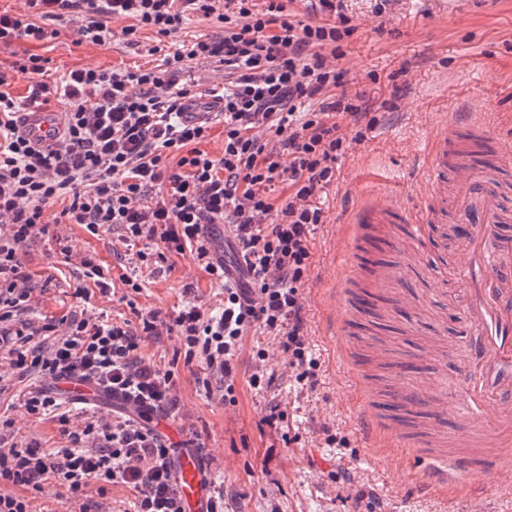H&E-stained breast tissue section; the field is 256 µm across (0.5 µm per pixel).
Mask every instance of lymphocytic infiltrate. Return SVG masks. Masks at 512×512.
Segmentation results:
<instances>
[{"mask_svg":"<svg viewBox=\"0 0 512 512\" xmlns=\"http://www.w3.org/2000/svg\"><path fill=\"white\" fill-rule=\"evenodd\" d=\"M23 12L0 10V46L52 38L48 22L70 24L77 42L102 45L112 19L137 44L140 30L158 42L162 62L130 71L81 68L48 84L46 61L32 54L20 64L34 75L27 96L7 91L0 72V348L18 374L53 379L80 377L136 406L138 417L88 422L68 432L69 447L48 453L37 445L0 449V484L22 495L0 493V512H31L30 497L46 481L68 500L121 484L134 494V512H182L171 466V445L148 420L177 408L175 374L147 363V338L176 333L186 361L204 359L234 391V365L244 336L258 330L278 338L297 381L315 383L319 363L306 340L301 290L308 278L310 244L326 216L319 198L336 179L339 160L360 143L376 116L362 95L343 89L334 61L340 43L356 31L341 0H318L323 22H304L278 0L256 9L253 0H24ZM190 14L217 15L223 35L200 37L174 53L164 41ZM219 62L235 79L221 98L224 152L200 150L210 113L184 115L188 90L177 75L188 63ZM57 98L65 106L58 140L46 147L20 131L22 113ZM316 109L301 111L302 103ZM271 132L276 146L262 142ZM176 151V166L165 162ZM287 184L281 203L271 198ZM64 200L63 217L90 234L118 227L126 241L155 244L158 258L191 251L224 288V310L206 317L190 302L176 312L139 313L137 325L90 317L36 325L22 320L30 305V277L21 249L47 233L44 208ZM228 224L239 249L237 267L216 259L207 224Z\"/></svg>","mask_w":512,"mask_h":512,"instance_id":"obj_1","label":"lymphocytic infiltrate"}]
</instances>
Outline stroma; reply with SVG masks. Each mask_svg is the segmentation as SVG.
<instances>
[{
  "instance_id": "35a3bbf8",
  "label": "stroma",
  "mask_w": 512,
  "mask_h": 512,
  "mask_svg": "<svg viewBox=\"0 0 512 512\" xmlns=\"http://www.w3.org/2000/svg\"><path fill=\"white\" fill-rule=\"evenodd\" d=\"M346 15L358 31L343 45L338 67L348 92L363 91L378 123L340 162L336 180L323 199L326 222L311 244L309 280L302 292L303 314L313 357L316 385L296 382L273 337L250 332L235 361V400L221 402L222 382L202 359L185 363L176 335L146 340L145 359L177 371L178 409L168 419L180 434H193L199 457L213 484L224 489V512H368L372 499L383 512H469L466 485L454 495L424 493L410 474L420 460L410 451L374 448L359 434L356 407L378 399L381 383L372 365L376 349L364 347L371 335L406 351L419 364L425 389L437 387L446 369L448 350H460L462 325L448 309L447 296L456 283L453 268L461 256L455 240L444 241L425 266L402 264L400 254L388 257L398 277L401 298L420 303L418 316L389 315L377 322L363 319L352 328L366 363L354 371L326 335L327 318L342 315L336 297L348 278L364 282L341 231L351 213L374 196L396 198L407 210L421 208L429 191L425 146L449 114L476 112L491 118L512 115V0H463L460 13H448L444 0H390L377 14L376 0H343ZM125 20L111 21L112 38L103 45L75 44L69 25L43 43H16L0 48V71L6 72L13 96L26 95L29 75L13 68L24 53L47 61L51 79L87 66L149 68L152 31L139 33L138 46L127 45ZM61 204L45 209L48 234L22 248L31 276L32 296L25 319H62L74 315L112 321L134 320L136 311L178 310L186 302L201 304L206 316H219L224 290L195 263L191 254L169 256L154 269L141 264L134 251L119 240V229L88 233L62 221ZM92 256L103 269L110 289L100 293L81 263ZM90 287L89 297L75 295L77 286ZM265 349L264 371L273 374L270 387L256 390L249 379L256 365L253 354ZM55 390L48 377L18 376L0 361V446L35 442L43 450L65 447L56 418L28 415L19 397L32 388ZM286 418L278 427L266 424L271 406ZM133 494L117 485L99 496L88 489L85 503L67 502L60 487L47 483L32 500L33 512H130Z\"/></svg>"
}]
</instances>
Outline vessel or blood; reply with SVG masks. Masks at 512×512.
<instances>
[{
	"mask_svg": "<svg viewBox=\"0 0 512 512\" xmlns=\"http://www.w3.org/2000/svg\"><path fill=\"white\" fill-rule=\"evenodd\" d=\"M23 130L33 142L50 143L49 129L61 128L59 113L29 108ZM458 121L445 124L426 147L427 171L432 193L419 213L400 209L389 198L368 201L349 227L352 238L364 242L379 225L398 224L397 244L408 264H421V246L432 227L445 214L442 189L452 185V206L459 218L456 239L463 258L456 268L460 292L453 300L463 324L464 356L458 362L453 385L440 388L431 398L421 396L407 380L399 405L411 410L425 405H450L455 423L466 425L469 446L449 451L428 448L417 435L401 431L385 410L368 405L359 414L363 433L374 446L386 443L413 449L423 463L418 482L424 489L443 493L469 480L472 501H480L488 486L497 483L505 461L512 457V208L502 201L503 188L497 161L466 163L459 150ZM338 300L349 315L330 328L343 359L357 364L348 341L352 319L363 314L353 289ZM62 398L92 405L106 393L95 383L77 377L60 380ZM176 488L183 512H211V482L194 449L181 448L172 459Z\"/></svg>",
	"mask_w": 512,
	"mask_h": 512,
	"instance_id": "b4317fda",
	"label": "vessel or blood"
}]
</instances>
